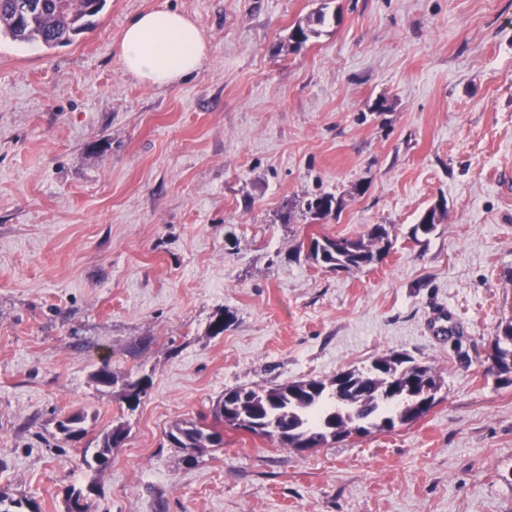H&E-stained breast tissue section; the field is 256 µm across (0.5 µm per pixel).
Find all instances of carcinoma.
Here are the masks:
<instances>
[{
    "mask_svg": "<svg viewBox=\"0 0 512 512\" xmlns=\"http://www.w3.org/2000/svg\"><path fill=\"white\" fill-rule=\"evenodd\" d=\"M20 0H0V38L18 42H38L47 48L71 44L85 31L96 26L95 18L104 10L107 0H34L37 10L28 18L17 17ZM335 198L319 196L306 204L314 217L326 218L333 210ZM321 247L313 260L326 271L341 268L346 272L360 270L379 262L391 248L390 231L385 224H374L357 239L341 238L346 247L336 250V238L311 237ZM496 379L512 384V348L497 349L494 356ZM344 377L336 386V376L325 379L292 381L269 389L239 387L224 392L211 408L215 425L195 422L174 424L167 435L171 445L193 454L203 448H221L223 432L217 426L229 425L274 440L282 448H320L338 427L353 421L362 422L358 436L374 431L390 433L400 424L414 423L425 417L436 403L441 383L433 369L421 365L404 353H391L376 358L364 370L337 372ZM85 416L75 414L58 422L67 436L84 433ZM127 437L123 426L100 433L98 448L89 469L101 473L111 463L112 449ZM27 507L38 512L36 504L13 500L0 491V512H16Z\"/></svg>",
    "mask_w": 512,
    "mask_h": 512,
    "instance_id": "cac0c4a2",
    "label": "carcinoma"
}]
</instances>
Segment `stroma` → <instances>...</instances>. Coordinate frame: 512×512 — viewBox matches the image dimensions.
<instances>
[{"label": "stroma", "instance_id": "obj_1", "mask_svg": "<svg viewBox=\"0 0 512 512\" xmlns=\"http://www.w3.org/2000/svg\"><path fill=\"white\" fill-rule=\"evenodd\" d=\"M163 9L211 51L159 88L116 46ZM323 194L336 210L311 218ZM373 224L379 263L306 259L310 235ZM511 270L512 0H108L70 45L0 40V490L41 512L115 425L89 512H512V385L487 373ZM391 352L442 384L394 432L305 456L231 428L191 460L167 442L226 390ZM105 361L150 378L135 411L94 380ZM98 448L92 456V463L84 456L87 467L95 473H101L111 463L112 448H118L127 437V431L123 426L105 429L100 433Z\"/></svg>", "mask_w": 512, "mask_h": 512}]
</instances>
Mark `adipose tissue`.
Returning <instances> with one entry per match:
<instances>
[{
    "label": "adipose tissue",
    "mask_w": 512,
    "mask_h": 512,
    "mask_svg": "<svg viewBox=\"0 0 512 512\" xmlns=\"http://www.w3.org/2000/svg\"><path fill=\"white\" fill-rule=\"evenodd\" d=\"M208 52L196 22L176 9L138 14L127 24L117 45L124 73L158 87L188 79Z\"/></svg>",
    "instance_id": "ef3b65f1"
}]
</instances>
